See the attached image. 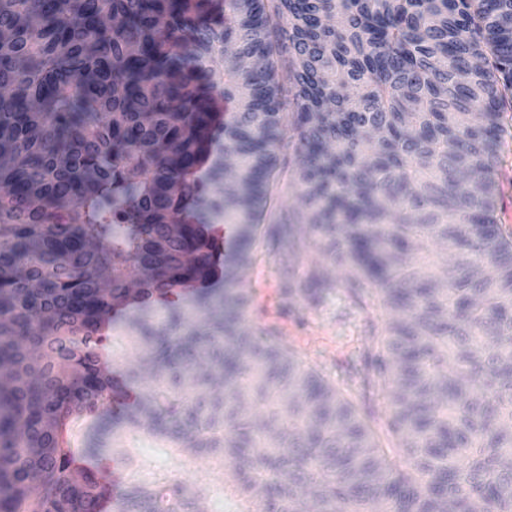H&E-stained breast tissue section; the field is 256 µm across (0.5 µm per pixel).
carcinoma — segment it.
Wrapping results in <instances>:
<instances>
[{"mask_svg": "<svg viewBox=\"0 0 512 512\" xmlns=\"http://www.w3.org/2000/svg\"><path fill=\"white\" fill-rule=\"evenodd\" d=\"M0 0V512H96L75 463L143 466L126 432L210 457L240 512H512V235L497 214L512 154V0ZM288 38L297 140L276 56ZM238 100L228 119L215 95ZM297 168L279 164L289 151ZM297 187L328 264L381 319L365 344L372 427L347 390L248 318L253 270L305 239L264 224ZM189 310L148 298L208 280ZM477 226L469 243L459 225ZM460 254L448 272L429 244ZM496 269L487 283L473 267ZM156 374L123 396L99 333ZM309 298L333 282L309 273ZM262 408L251 412L247 400ZM199 491L135 482L116 512H197Z\"/></svg>", "mask_w": 512, "mask_h": 512, "instance_id": "cac0c4a2", "label": "carcinoma"}]
</instances>
